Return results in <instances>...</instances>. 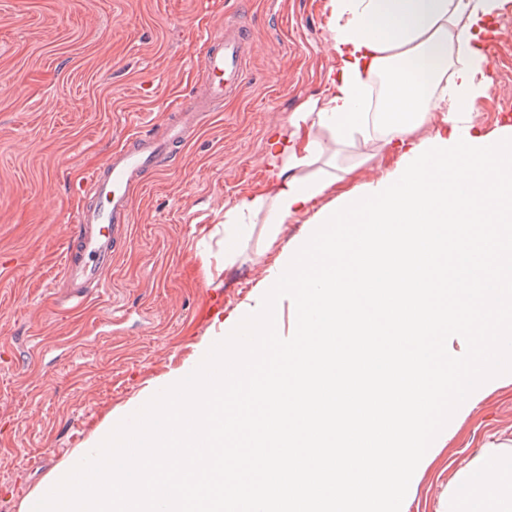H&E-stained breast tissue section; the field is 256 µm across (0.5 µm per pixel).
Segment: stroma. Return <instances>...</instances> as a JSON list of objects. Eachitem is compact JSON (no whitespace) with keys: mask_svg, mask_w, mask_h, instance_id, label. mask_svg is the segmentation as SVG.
<instances>
[{"mask_svg":"<svg viewBox=\"0 0 512 512\" xmlns=\"http://www.w3.org/2000/svg\"><path fill=\"white\" fill-rule=\"evenodd\" d=\"M327 3L0 0V512H21L98 425L196 363L198 343L252 304L318 212L394 168L397 152L376 137L357 132L339 143L319 126L292 123L331 89ZM228 19L251 32L245 82L135 195L104 285L73 307L61 286L65 231L85 202L87 175L192 93L204 41ZM496 20L488 66L499 80L470 114L483 137L508 131L512 0ZM274 133L318 140L321 154L297 175L330 186L278 237L257 216L225 265V212L276 192ZM214 289L224 309L199 322ZM491 442L512 445V381L448 427L408 512H438L449 482Z\"/></svg>","mask_w":512,"mask_h":512,"instance_id":"1","label":"stroma"}]
</instances>
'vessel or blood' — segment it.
I'll use <instances>...</instances> for the list:
<instances>
[{
    "label": "vessel or blood",
    "instance_id": "obj_1",
    "mask_svg": "<svg viewBox=\"0 0 512 512\" xmlns=\"http://www.w3.org/2000/svg\"><path fill=\"white\" fill-rule=\"evenodd\" d=\"M195 91L150 135L133 134L107 156L89 177L88 205L71 219L62 281L69 299L84 301L89 289L102 286L112 268L117 235L132 221V192L149 174L163 170L174 151L196 133L205 112L234 94L245 80L250 37L244 26L228 21L208 36Z\"/></svg>",
    "mask_w": 512,
    "mask_h": 512
}]
</instances>
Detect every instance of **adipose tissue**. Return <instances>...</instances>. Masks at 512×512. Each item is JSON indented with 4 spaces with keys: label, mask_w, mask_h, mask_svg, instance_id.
<instances>
[{
    "label": "adipose tissue",
    "mask_w": 512,
    "mask_h": 512,
    "mask_svg": "<svg viewBox=\"0 0 512 512\" xmlns=\"http://www.w3.org/2000/svg\"><path fill=\"white\" fill-rule=\"evenodd\" d=\"M337 70L324 102L307 105L295 124L317 123L338 142L357 131L386 144L406 143L433 113L472 111L488 88L480 38L502 0H329ZM283 160L273 198L253 196L225 215L224 261L234 263L252 220L272 234L322 195L325 180L298 177L322 150L272 137ZM444 512H512V446L488 444L448 487Z\"/></svg>",
    "instance_id": "adipose-tissue-1"
}]
</instances>
